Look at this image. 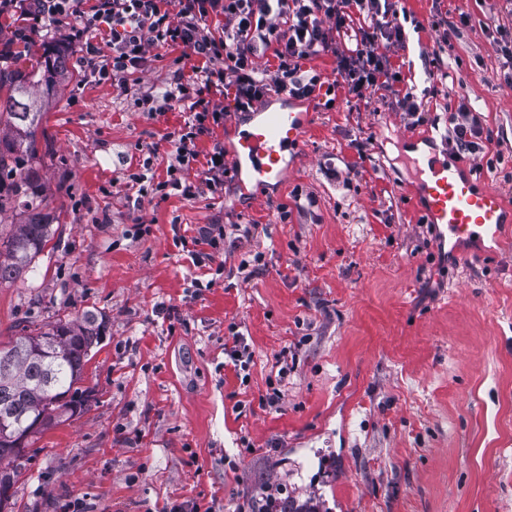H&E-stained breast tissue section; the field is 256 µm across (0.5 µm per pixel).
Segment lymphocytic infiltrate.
<instances>
[{
	"instance_id": "lymphocytic-infiltrate-1",
	"label": "lymphocytic infiltrate",
	"mask_w": 512,
	"mask_h": 512,
	"mask_svg": "<svg viewBox=\"0 0 512 512\" xmlns=\"http://www.w3.org/2000/svg\"><path fill=\"white\" fill-rule=\"evenodd\" d=\"M367 13L371 26L354 49L341 50L336 37L352 11ZM18 11L29 18L72 16L83 31L86 63L100 81H126L142 72L154 47L182 48L192 60L190 73L179 74L163 102L186 104L189 116L171 137L166 180L154 190L172 189L193 199L216 191L229 174L223 143H215L203 176L193 182L188 172L196 161V141L225 119L222 97L233 96L235 108L249 112L269 95L290 100L318 99L334 108L337 87L360 98L383 88L395 108L414 123L424 120V106L403 85L401 68L388 52L404 45L405 30L394 0H0V14ZM223 18L212 28L210 16ZM319 54L336 59L335 77L304 69ZM226 227L207 224L191 237L187 256L194 267H209L224 254Z\"/></svg>"
}]
</instances>
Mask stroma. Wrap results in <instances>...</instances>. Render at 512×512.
<instances>
[{
	"mask_svg": "<svg viewBox=\"0 0 512 512\" xmlns=\"http://www.w3.org/2000/svg\"><path fill=\"white\" fill-rule=\"evenodd\" d=\"M397 7L418 23L394 57L406 83L430 92L427 122L409 125L384 91L358 100L341 87L333 109L296 102L308 127L282 182L247 195L231 176L196 199L127 185L148 158L166 176L168 137L188 109L141 101L171 83L180 49H151L137 79L100 83L77 20L0 15V47L23 29L36 55L60 50L72 70L37 136L60 222L33 272L0 285V344L86 310L106 316L85 410L29 439L7 512H260L271 484L317 512H512V223L453 254L426 221L405 142L430 136L427 155L512 208V71L499 50L512 10ZM462 106L488 135L476 154L454 143ZM224 109L225 125L196 141L194 172L254 120L232 98ZM206 224L265 225L224 241L228 267L259 251L264 268L194 292L174 237ZM232 323L252 353L244 380L224 363ZM274 382L283 398L271 406Z\"/></svg>",
	"mask_w": 512,
	"mask_h": 512,
	"instance_id": "1",
	"label": "stroma"
}]
</instances>
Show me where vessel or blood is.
Wrapping results in <instances>:
<instances>
[{
	"mask_svg": "<svg viewBox=\"0 0 512 512\" xmlns=\"http://www.w3.org/2000/svg\"><path fill=\"white\" fill-rule=\"evenodd\" d=\"M305 121L290 111L266 113L256 125L243 130L233 147L238 168L259 188L280 179L286 153L300 150ZM424 214L442 240L460 244L497 235L506 222L502 196L494 189L474 191L471 181L447 160L421 157L416 161Z\"/></svg>",
	"mask_w": 512,
	"mask_h": 512,
	"instance_id": "vessel-or-blood-1",
	"label": "vessel or blood"
}]
</instances>
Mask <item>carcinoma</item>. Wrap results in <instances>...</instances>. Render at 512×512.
Listing matches in <instances>:
<instances>
[{
    "mask_svg": "<svg viewBox=\"0 0 512 512\" xmlns=\"http://www.w3.org/2000/svg\"><path fill=\"white\" fill-rule=\"evenodd\" d=\"M13 63L26 60L24 69L0 67V215L16 211L23 221L5 236L0 232V284L12 283L32 269L58 223L42 194L34 160L42 103L34 89L52 90L68 75V59L58 53L50 58L31 55L28 42L23 49L8 50ZM105 315L85 311L72 320H60L43 332L57 337L49 357L33 355L21 347L23 338L0 346V461L8 465L0 474L21 475L29 461L26 449L12 447L8 438L19 423L42 419L46 428L65 415L84 408L86 391L77 387L91 352L102 340Z\"/></svg>",
    "mask_w": 512,
    "mask_h": 512,
    "instance_id": "obj_1",
    "label": "carcinoma"
}]
</instances>
